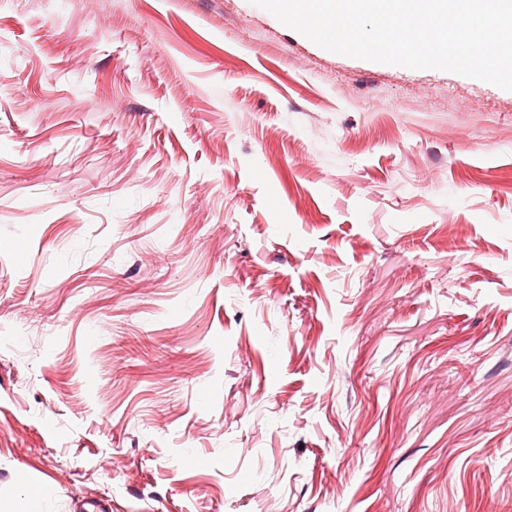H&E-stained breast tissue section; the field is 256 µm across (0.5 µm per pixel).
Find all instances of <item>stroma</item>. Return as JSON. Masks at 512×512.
<instances>
[{
    "label": "stroma",
    "instance_id": "1",
    "mask_svg": "<svg viewBox=\"0 0 512 512\" xmlns=\"http://www.w3.org/2000/svg\"><path fill=\"white\" fill-rule=\"evenodd\" d=\"M512 512V91L251 0H0V504Z\"/></svg>",
    "mask_w": 512,
    "mask_h": 512
}]
</instances>
